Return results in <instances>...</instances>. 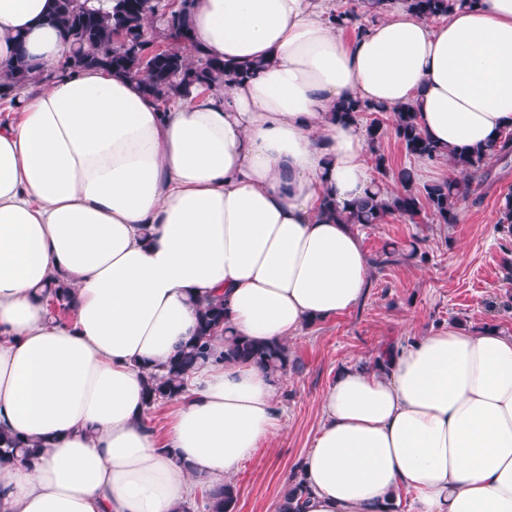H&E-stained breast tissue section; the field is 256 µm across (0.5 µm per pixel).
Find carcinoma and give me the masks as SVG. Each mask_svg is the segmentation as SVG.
<instances>
[{
	"label": "carcinoma",
	"mask_w": 512,
	"mask_h": 512,
	"mask_svg": "<svg viewBox=\"0 0 512 512\" xmlns=\"http://www.w3.org/2000/svg\"><path fill=\"white\" fill-rule=\"evenodd\" d=\"M197 0H180V8L169 13L159 12V0H111L109 9L91 7L84 0H53L47 22L65 36L68 51L58 66L49 72L34 70L28 63L24 44H19L13 59L0 65V88L15 94L32 83H49L68 72L87 68H107L141 83L145 93L159 104L166 103L174 92L188 96L200 85L219 84L226 76L246 77L254 71L250 66L230 68L218 60L199 58L190 60L194 33L189 23ZM413 14L430 19L448 15L454 5L473 7L482 0H404ZM160 16L162 39L148 38L142 28L146 17ZM329 19L336 25L352 29L358 35L367 32V26L358 22L355 9L333 12ZM371 119L364 127L374 168L387 176L389 159L381 150L386 134V122H391L394 137L405 153L417 160L448 162L455 176L416 187L414 171L410 167L399 169L394 178L396 188L389 190L373 179L355 200L339 205L335 199L324 201L325 212L336 216L343 224L367 227L383 224L387 218L399 215L411 221L421 217L436 224L457 223L460 206L473 193V180L489 177V161L512 157V129L500 132L492 143L444 150L431 141L418 122V109L409 103L388 112L382 105L357 99L336 106V119L340 122L361 121L364 115ZM498 232L504 243L501 249L512 255V192L503 196L500 205ZM421 239L410 241L407 253L395 246L385 245L370 259V266L382 271L405 256L421 262L427 253L420 248ZM49 306L60 310L71 309V288L57 280L46 287ZM226 318L224 300L211 301L198 309L197 330L188 343L181 347L164 365L160 374L148 375L146 404L148 407L175 400L184 388L186 376L194 369L217 360L215 340L224 337L222 357L226 361L255 363L270 373L285 376L292 364L288 343H260L233 335L224 326ZM40 444L7 433L0 434V464L17 458L32 460L39 454ZM308 488L300 467H295L288 478L280 512H300ZM206 512H235L238 490L231 481L204 491Z\"/></svg>",
	"instance_id": "carcinoma-1"
}]
</instances>
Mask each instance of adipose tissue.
<instances>
[{
	"instance_id": "obj_1",
	"label": "adipose tissue",
	"mask_w": 512,
	"mask_h": 512,
	"mask_svg": "<svg viewBox=\"0 0 512 512\" xmlns=\"http://www.w3.org/2000/svg\"><path fill=\"white\" fill-rule=\"evenodd\" d=\"M326 0H197L193 56L256 64L172 97L83 69L18 98L0 126V429L43 441L0 469V512H180L280 431V377L250 363L195 370L165 436L147 423L149 373L224 301L235 335L286 341L346 312L367 256L324 197L371 180L339 100L419 108L445 148L512 128V0L400 11L362 36ZM51 0H0V62L25 43L49 70L67 43ZM72 318L50 317L54 277ZM302 512H512V336L439 329L339 369L300 464ZM44 296L49 297V306L51 314L55 317L53 309L60 310H70L71 309V300H72V292L71 288L67 286L62 280H57L52 282L49 286L46 287L44 292Z\"/></svg>"
}]
</instances>
